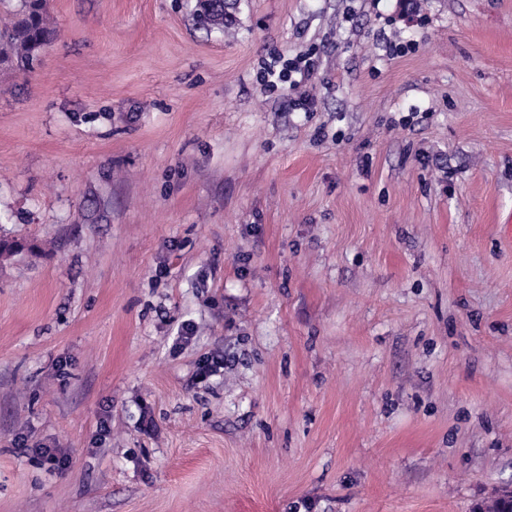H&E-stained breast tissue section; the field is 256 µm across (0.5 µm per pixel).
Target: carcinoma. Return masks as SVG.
<instances>
[{
    "label": "carcinoma",
    "instance_id": "carcinoma-1",
    "mask_svg": "<svg viewBox=\"0 0 512 512\" xmlns=\"http://www.w3.org/2000/svg\"><path fill=\"white\" fill-rule=\"evenodd\" d=\"M226 0H198L197 21L209 29H222L232 19ZM46 0H17L12 19L0 27V63L27 72L53 38Z\"/></svg>",
    "mask_w": 512,
    "mask_h": 512
}]
</instances>
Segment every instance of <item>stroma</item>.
<instances>
[{"label": "stroma", "mask_w": 512, "mask_h": 512, "mask_svg": "<svg viewBox=\"0 0 512 512\" xmlns=\"http://www.w3.org/2000/svg\"><path fill=\"white\" fill-rule=\"evenodd\" d=\"M195 3L47 0L0 67V512H477L512 486V0ZM307 54L313 112L259 79ZM12 19L0 27V63L27 72L53 38L46 0H16ZM225 0H198L195 10L197 21L212 29H223L225 22L232 20V16L226 12L230 8ZM225 21V22H224Z\"/></svg>", "instance_id": "stroma-1"}]
</instances>
